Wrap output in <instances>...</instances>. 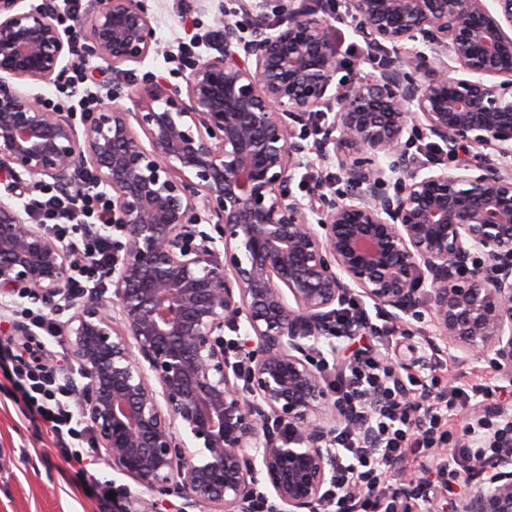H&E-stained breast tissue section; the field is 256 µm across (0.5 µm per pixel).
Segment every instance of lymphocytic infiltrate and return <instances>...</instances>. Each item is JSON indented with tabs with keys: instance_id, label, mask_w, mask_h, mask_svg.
<instances>
[{
	"instance_id": "obj_1",
	"label": "lymphocytic infiltrate",
	"mask_w": 512,
	"mask_h": 512,
	"mask_svg": "<svg viewBox=\"0 0 512 512\" xmlns=\"http://www.w3.org/2000/svg\"><path fill=\"white\" fill-rule=\"evenodd\" d=\"M79 178L86 185L79 201L47 187L30 205L54 239L80 244L87 256L70 276L76 294L94 286L97 268L115 256L105 228L111 198L93 187L90 172ZM327 381L348 405L349 419L334 437L335 476L318 512H432L434 502L465 487L483 464L512 447V410L490 385H444L436 376L424 382L396 372L377 351L329 367ZM0 392L24 403L30 423L76 469L98 512H112L111 488L91 466L89 427L34 350L0 348ZM464 413L470 419L457 439L453 421Z\"/></svg>"
}]
</instances>
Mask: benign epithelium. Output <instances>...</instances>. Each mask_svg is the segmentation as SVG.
<instances>
[{
    "instance_id": "benign-epithelium-1",
    "label": "benign epithelium",
    "mask_w": 512,
    "mask_h": 512,
    "mask_svg": "<svg viewBox=\"0 0 512 512\" xmlns=\"http://www.w3.org/2000/svg\"><path fill=\"white\" fill-rule=\"evenodd\" d=\"M22 2L0 0V289L68 313L81 415L129 480L112 512H160L171 494L177 512H245L260 495L317 512L348 413L313 354L365 330L334 325L354 287L398 328L429 287L440 337L512 370V0H346L378 48L353 80L316 8L196 0L216 30L185 86L101 85L81 131L17 83L61 81L69 55L119 74L154 51L155 20L141 0H91L63 29ZM329 112L305 144L294 124ZM416 136L434 152L410 153ZM311 152L338 170L335 196L295 191ZM80 168L122 237L110 295H73L85 256L18 205L48 179L78 200ZM226 327L243 331L232 354ZM461 512H512V447Z\"/></svg>"
}]
</instances>
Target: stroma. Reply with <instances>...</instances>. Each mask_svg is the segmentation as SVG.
I'll list each match as a JSON object with an SVG mask.
<instances>
[{
    "mask_svg": "<svg viewBox=\"0 0 512 512\" xmlns=\"http://www.w3.org/2000/svg\"><path fill=\"white\" fill-rule=\"evenodd\" d=\"M156 19L155 51L143 64L133 65L135 78L152 72L171 83L183 81L187 59L179 44L197 38L194 55L206 53L202 37L214 27L212 14L197 12L194 0H143ZM447 359L452 375H466L496 384L490 357H476L440 339L427 305L408 318L394 335L388 357L396 366H429L432 350ZM95 500L85 496L72 470L47 447V438L27 419L22 406L0 396V512H95Z\"/></svg>",
    "mask_w": 512,
    "mask_h": 512,
    "instance_id": "stroma-1",
    "label": "stroma"
}]
</instances>
